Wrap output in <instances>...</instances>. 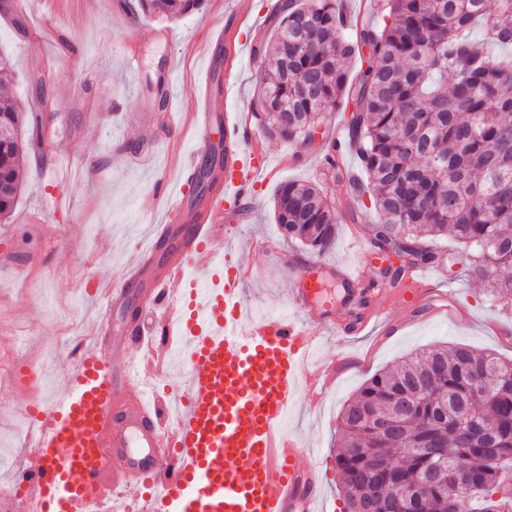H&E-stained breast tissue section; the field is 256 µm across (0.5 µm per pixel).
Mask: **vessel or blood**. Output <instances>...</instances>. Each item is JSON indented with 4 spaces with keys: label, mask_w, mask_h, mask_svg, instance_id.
<instances>
[{
    "label": "vessel or blood",
    "mask_w": 512,
    "mask_h": 512,
    "mask_svg": "<svg viewBox=\"0 0 512 512\" xmlns=\"http://www.w3.org/2000/svg\"><path fill=\"white\" fill-rule=\"evenodd\" d=\"M200 146L219 106L202 89ZM236 114L224 116V164L181 226L160 225L154 243L132 252L121 282L99 280L97 334L67 371L69 389L34 416L29 462L0 505L7 512H100L114 493H131L145 512H324L321 469L301 461L286 423L304 384L326 378L312 351L326 329L358 334L365 320L337 322L321 302L328 281L360 283L363 267L310 260L296 269L301 320L251 316L238 284L247 258L225 266L224 219L247 197L272 155L246 147ZM135 297L125 328L129 351L112 358L113 306ZM404 306L435 310L432 289L399 286ZM184 342L170 396H145L134 382L150 365L134 350L143 336L168 352Z\"/></svg>",
    "instance_id": "vessel-or-blood-1"
}]
</instances>
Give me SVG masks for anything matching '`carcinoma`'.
<instances>
[{
    "instance_id": "obj_1",
    "label": "carcinoma",
    "mask_w": 512,
    "mask_h": 512,
    "mask_svg": "<svg viewBox=\"0 0 512 512\" xmlns=\"http://www.w3.org/2000/svg\"><path fill=\"white\" fill-rule=\"evenodd\" d=\"M205 0H136L144 15L176 21ZM379 24L344 33L337 0H280L275 32L255 49L269 79L253 113L265 135L312 143L323 117L347 97L344 119L364 183L326 163L336 182L368 197L376 252L399 264L396 283L435 258L430 240L450 234L469 256L468 275L512 302V0H376ZM368 49L348 84L345 65ZM43 114L0 94V220L13 212L27 154L41 145ZM276 224L322 253L340 219L315 185L286 182ZM512 460V360L463 345H433L376 374L342 414L336 464L345 512H512L502 495ZM441 467L448 483L426 475ZM468 488L465 497L449 484ZM412 488L410 499L396 489Z\"/></svg>"
}]
</instances>
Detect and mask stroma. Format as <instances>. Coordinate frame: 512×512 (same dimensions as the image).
<instances>
[{
  "mask_svg": "<svg viewBox=\"0 0 512 512\" xmlns=\"http://www.w3.org/2000/svg\"><path fill=\"white\" fill-rule=\"evenodd\" d=\"M224 6L241 10L244 22L227 30L206 59L199 46L209 42L217 19L214 0L177 23L139 18L133 35L123 0H28L21 10L15 0H0V52L13 61L11 91L46 117L22 194L8 222L0 223V484L27 458L14 440L35 395L11 379L14 364L28 356L21 337L37 336L44 346L40 367L49 385L40 393L65 390L69 360L81 340L95 334L102 304L92 291L95 281L119 279L131 249L150 243L154 222L180 223L198 193L196 184L182 182L198 146L191 123L197 86L211 79L224 110H251L265 76L254 47L270 38L272 11L269 0H224ZM18 17L23 27L15 26ZM166 74L173 126L164 130L153 87ZM34 77L44 84L39 101L31 97ZM344 132L335 112L323 119L313 144L259 139L281 163L260 176L241 219L224 226L249 256L252 271L241 288L256 313L295 314L294 273L278 256H316L285 239L275 222V194L288 181L318 185L340 217L334 244L316 257L327 264H363L371 279L379 277L370 267L368 235L378 218L337 185L324 160L330 141ZM433 247L437 259L427 266L426 280L445 293L449 308L418 314L391 302L381 320L346 344L330 331L322 339L315 363L340 354L349 362L318 394H300L288 429L328 458L336 456L347 401L406 357L448 343L512 360V305L493 300L467 275V258L452 239H437Z\"/></svg>",
  "mask_w": 512,
  "mask_h": 512,
  "instance_id": "35a3bbf8",
  "label": "stroma"
}]
</instances>
